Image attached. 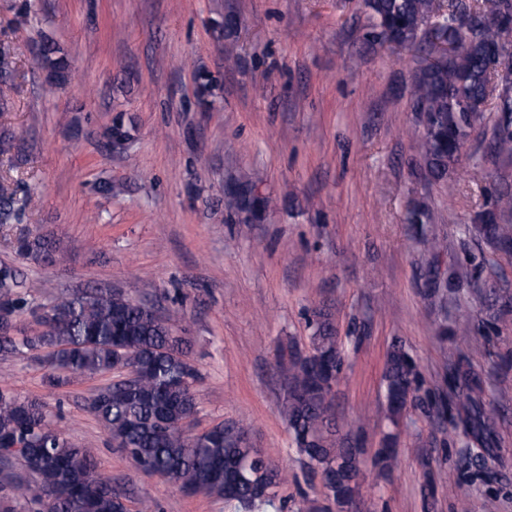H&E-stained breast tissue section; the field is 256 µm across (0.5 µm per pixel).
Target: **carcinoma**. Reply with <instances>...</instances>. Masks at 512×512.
<instances>
[{
	"label": "carcinoma",
	"mask_w": 512,
	"mask_h": 512,
	"mask_svg": "<svg viewBox=\"0 0 512 512\" xmlns=\"http://www.w3.org/2000/svg\"><path fill=\"white\" fill-rule=\"evenodd\" d=\"M371 20L367 40L394 42L435 53L430 27L448 30L451 56H436L417 74L413 108L428 113L417 136L426 179L439 181L459 160L472 130L484 121L475 106L493 102L492 134L484 153L512 159V0H361ZM33 64L63 84L69 62L60 48L46 40L29 51ZM15 90V63L0 48V112H7ZM23 140L0 131V155L25 156ZM32 198L17 196L0 185V224H9ZM226 205L260 215L270 200L257 184L244 182L226 195ZM407 223L429 221L427 208L413 204ZM464 233L490 251L493 260L512 259V190L505 187L490 207L475 213ZM423 244L437 259L448 252V240L427 235ZM17 253L33 262L57 267L68 254L49 236L21 235ZM31 316L43 327L32 333L21 326ZM309 350L297 344L281 361L285 378L281 412L288 422L309 472L340 508L353 503L352 479L359 474L366 450L341 434L333 389L343 366L342 348L329 308L319 306L308 319ZM28 354L46 369L45 381L60 388L75 375L117 374V380L97 390L87 410L110 432L117 447L134 466L159 476L187 493H205L237 502L242 508L272 502L285 473L250 442L240 423L217 424L202 433L190 431L197 415L192 384L198 370L190 363L188 340L177 336L169 320L149 305L120 292L61 293L47 309L34 305L21 269L0 264V356ZM134 375L123 380V371ZM467 405V436L486 446L492 429L480 404L482 381L469 370L454 375ZM387 412L399 416L410 390H419L417 365L401 346L394 347L384 374ZM19 444L28 477H9V497L0 512H13L24 502L37 512H155L156 506L131 500L122 483L103 474L90 448H78L55 426L43 402L0 386V450Z\"/></svg>",
	"instance_id": "obj_1"
}]
</instances>
